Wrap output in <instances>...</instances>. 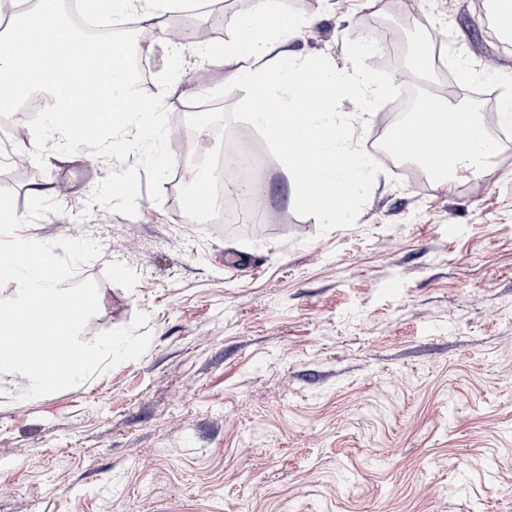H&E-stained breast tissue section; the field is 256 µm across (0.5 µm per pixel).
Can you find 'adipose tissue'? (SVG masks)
Masks as SVG:
<instances>
[{
  "label": "adipose tissue",
  "mask_w": 512,
  "mask_h": 512,
  "mask_svg": "<svg viewBox=\"0 0 512 512\" xmlns=\"http://www.w3.org/2000/svg\"><path fill=\"white\" fill-rule=\"evenodd\" d=\"M184 0H83L94 15L122 17L141 12L149 29L159 30L166 14L179 9ZM304 27L302 18L283 14L277 0H256L252 9L237 23L230 43L219 57L225 65L226 81L241 87L260 90L263 98L249 104L252 121L277 147L281 157L295 170L304 203L328 222L350 219L358 188L376 167V160L360 153L349 126L336 120L326 99H318L306 112H299V94L304 88L319 89L332 85L338 92L361 96L364 101L376 98L366 72L336 71L322 60L302 59L283 46L298 37ZM277 52L276 62H268L270 52ZM290 89L289 102H282V89ZM452 146L435 168L452 172L462 167L479 173L502 146L489 141L482 122L462 110H455L448 131ZM312 144L323 155L320 163L302 165L304 144Z\"/></svg>",
  "instance_id": "obj_1"
}]
</instances>
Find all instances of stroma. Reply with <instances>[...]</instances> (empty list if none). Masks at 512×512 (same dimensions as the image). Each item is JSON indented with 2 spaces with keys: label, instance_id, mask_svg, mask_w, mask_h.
Segmentation results:
<instances>
[{
  "label": "stroma",
  "instance_id": "1",
  "mask_svg": "<svg viewBox=\"0 0 512 512\" xmlns=\"http://www.w3.org/2000/svg\"><path fill=\"white\" fill-rule=\"evenodd\" d=\"M296 56L366 70L380 92L339 95L359 146L383 129L398 91L437 89L479 116L447 61L426 68L429 32L478 70L512 73V44L484 0H292ZM207 14L171 13L183 68L163 94L176 158L137 213L91 204L135 163L89 147L38 167L31 115L0 118V188L26 216L34 189L61 187V212L24 225L36 241L101 247L77 280L98 284L82 340L147 317L150 345L70 388L21 399L0 374V512H512V143L479 174L445 185L381 162L346 223L322 222L247 118L250 93L200 53ZM378 44L362 57L354 38ZM196 145L183 159L177 137ZM250 145L259 222L188 220L197 163Z\"/></svg>",
  "mask_w": 512,
  "mask_h": 512
}]
</instances>
